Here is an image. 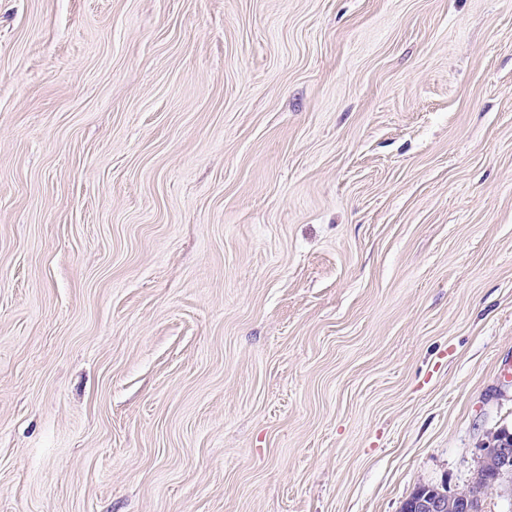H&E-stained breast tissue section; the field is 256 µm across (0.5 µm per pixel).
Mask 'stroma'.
I'll use <instances>...</instances> for the list:
<instances>
[{
    "mask_svg": "<svg viewBox=\"0 0 512 512\" xmlns=\"http://www.w3.org/2000/svg\"><path fill=\"white\" fill-rule=\"evenodd\" d=\"M512 430V0H0V512H400Z\"/></svg>",
    "mask_w": 512,
    "mask_h": 512,
    "instance_id": "obj_1",
    "label": "stroma"
}]
</instances>
